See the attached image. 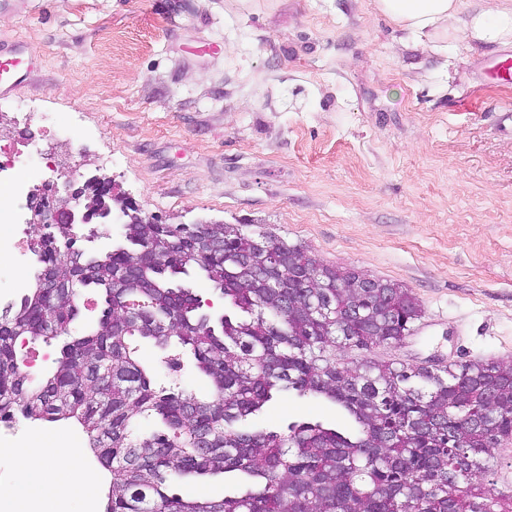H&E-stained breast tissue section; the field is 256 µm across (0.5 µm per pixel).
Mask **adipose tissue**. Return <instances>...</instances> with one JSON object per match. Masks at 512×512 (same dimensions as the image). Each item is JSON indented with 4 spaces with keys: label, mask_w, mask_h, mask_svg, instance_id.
<instances>
[{
    "label": "adipose tissue",
    "mask_w": 512,
    "mask_h": 512,
    "mask_svg": "<svg viewBox=\"0 0 512 512\" xmlns=\"http://www.w3.org/2000/svg\"><path fill=\"white\" fill-rule=\"evenodd\" d=\"M376 9L397 27L444 42L452 37L450 23L461 20L462 32L469 39L481 42L512 41V5H503L494 12L476 11L462 14L461 0H376ZM23 477L16 488L18 499L36 496L46 503L67 493V478L81 469L79 457L64 448L60 440L44 447L19 451Z\"/></svg>",
    "instance_id": "obj_1"
}]
</instances>
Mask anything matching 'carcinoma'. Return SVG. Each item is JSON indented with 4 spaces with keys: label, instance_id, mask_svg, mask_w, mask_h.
<instances>
[{
    "label": "carcinoma",
    "instance_id": "1",
    "mask_svg": "<svg viewBox=\"0 0 512 512\" xmlns=\"http://www.w3.org/2000/svg\"><path fill=\"white\" fill-rule=\"evenodd\" d=\"M124 243L83 252L43 237L41 268L20 302L0 312V410L45 421L75 420L96 461L112 473L105 512H497L480 488L493 444L512 436V360L396 367L343 362L336 352L396 344L424 311L402 285L344 288L357 271L325 267L277 238L283 279L248 266L256 244L239 224L122 225ZM154 261L131 272L141 253ZM199 267L224 296V317L203 311L172 277ZM48 275L62 288L43 287ZM105 308L74 336L83 290ZM64 338L34 386L17 362V340ZM191 356L209 382L202 398L156 381L133 338ZM324 398L348 412L350 431L320 423L255 430L248 418L276 394ZM152 417L162 429L139 435ZM238 471L250 488L220 500L182 497L188 475Z\"/></svg>",
    "mask_w": 512,
    "mask_h": 512
}]
</instances>
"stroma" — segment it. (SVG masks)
<instances>
[{
	"label": "stroma",
	"instance_id": "stroma-1",
	"mask_svg": "<svg viewBox=\"0 0 512 512\" xmlns=\"http://www.w3.org/2000/svg\"><path fill=\"white\" fill-rule=\"evenodd\" d=\"M1 37L42 66L0 98V136L47 134L58 190L97 176L115 212L126 198L165 224L274 233L411 289L436 320L344 360H512V83L488 73L512 43L460 34L442 52L375 0H19L0 12ZM137 345L162 382L208 394L191 366ZM303 421L351 426L335 404L292 394L250 423ZM241 488L221 473L171 490Z\"/></svg>",
	"mask_w": 512,
	"mask_h": 512
}]
</instances>
